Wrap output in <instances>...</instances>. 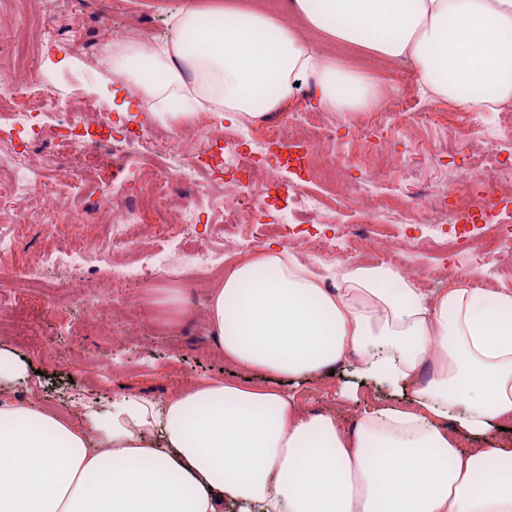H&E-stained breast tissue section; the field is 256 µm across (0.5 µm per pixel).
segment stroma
Returning a JSON list of instances; mask_svg holds the SVG:
<instances>
[{
  "label": "stroma",
  "instance_id": "obj_1",
  "mask_svg": "<svg viewBox=\"0 0 512 512\" xmlns=\"http://www.w3.org/2000/svg\"><path fill=\"white\" fill-rule=\"evenodd\" d=\"M199 2L74 0V10L84 22L87 43L85 53L79 55L67 43L60 20L48 15L46 0H0L1 21L11 24L23 17L30 24L28 48L33 64L22 84L30 88L43 84L44 73L48 70L58 76L53 90L55 100L44 116L42 134L33 135L22 125L2 119L0 137L22 142L25 161L31 169L46 175L60 168L75 169L84 172L88 179L85 189L57 212L51 233H43L25 223L24 204L0 209V230L14 232L18 239L14 252L0 260V287L18 298L29 327L40 342L39 347L32 348L8 332L0 333V350L12 354L25 366L20 379L7 383L8 395H25L27 400L46 409L55 404L60 393L67 391L80 394L103 412L124 395L139 396L160 406L175 392L184 389L190 379L236 375L235 368L217 351L210 334L205 309L211 291L202 285L203 274L195 273L175 283L148 280L129 285L130 296L164 313L166 321L162 324L147 313L119 325L113 324L109 316L90 315L85 302L95 284L84 274L68 275L62 287L56 288L52 285L57 278L56 271H47L49 287L35 291L19 279L29 263L48 245L62 248L104 240L107 227L102 222L99 202L108 201L113 213L126 211L132 204V195L143 193L154 170L168 164L165 146L180 131L177 125L153 119L146 103H138L136 111L121 112L110 96L102 94L101 88L110 77L103 60L102 24L110 20L125 25L136 36L154 38L161 34L171 39L176 35L171 17ZM299 31L327 55L383 80L389 87L392 110L400 114L402 124L391 135L381 138L380 143L405 158L396 177L403 192L439 193L448 182L449 167L467 165L469 158L460 150L459 143L467 137L468 131L459 118L458 108L444 105L445 126L441 129L413 121V114L429 109L418 89L413 65L384 69L376 66L375 56L324 40L304 25ZM78 98L101 106L100 111L81 113L76 131L85 138L96 140L111 136L119 139L132 131L143 134L140 153L132 161L138 169L133 192L114 189L109 170L98 165L92 156L66 152L54 139L59 113L73 111ZM292 109L309 113L310 120L290 127V135L302 138L310 135L314 127L329 125L335 127L338 143H350L355 153L363 150L362 145L352 139L355 129L378 125L381 120L377 111L361 112L350 118L339 112H324L302 96L295 100ZM284 158L283 150L269 149L267 167L274 179L265 185L266 204L279 203L284 209H293L295 186L299 183L308 192L333 195L334 189L329 183L315 178L301 182L294 169L285 166ZM196 196L202 201L197 214L199 240L211 246L247 236L248 227L220 224L218 213L207 205L210 195L206 186H199ZM76 212L84 215L78 224L72 221ZM362 221V215L351 204L333 206L318 213H301L294 221L290 239L271 237L267 244L279 249L298 246L296 260L323 279L331 277L338 264L386 266L388 260L396 256L393 237L400 230L385 224L379 225L368 241L355 245L341 258L320 255L319 247L325 239L349 234L354 225ZM402 231L417 245L415 257L404 268V275L419 293L429 298L438 295L454 275L450 253L420 248L419 243L426 234L423 225L411 224ZM287 390L305 406L324 410L343 424L352 421L358 401L389 403L393 400L388 388L359 383L347 372L336 373L326 382L300 379L288 383Z\"/></svg>",
  "mask_w": 512,
  "mask_h": 512
}]
</instances>
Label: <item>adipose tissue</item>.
<instances>
[{"label":"adipose tissue","mask_w":512,"mask_h":512,"mask_svg":"<svg viewBox=\"0 0 512 512\" xmlns=\"http://www.w3.org/2000/svg\"><path fill=\"white\" fill-rule=\"evenodd\" d=\"M327 38L409 61L422 91L478 112L512 102V0H288ZM172 43L104 45L114 83L177 125H247L310 87L326 112H369L382 82L265 12L187 8ZM225 360L273 378L350 365L411 388L350 429L264 386L199 378L164 407L126 397L81 420L0 401V512H512V449L456 435L512 423V294L462 277L427 298L399 271L345 267L328 289L286 251L244 253L206 307Z\"/></svg>","instance_id":"adipose-tissue-1"}]
</instances>
